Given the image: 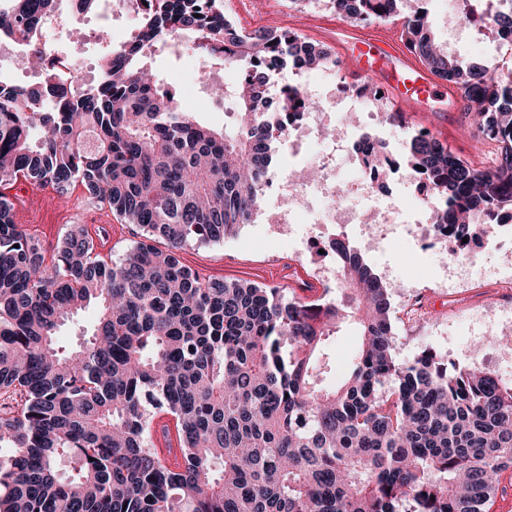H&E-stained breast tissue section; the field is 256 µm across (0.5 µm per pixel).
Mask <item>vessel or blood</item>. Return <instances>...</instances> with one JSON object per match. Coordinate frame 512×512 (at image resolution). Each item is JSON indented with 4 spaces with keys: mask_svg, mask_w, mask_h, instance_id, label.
Wrapping results in <instances>:
<instances>
[{
    "mask_svg": "<svg viewBox=\"0 0 512 512\" xmlns=\"http://www.w3.org/2000/svg\"><path fill=\"white\" fill-rule=\"evenodd\" d=\"M353 81L376 84L388 93L396 110L421 111L425 102L446 97L416 64L409 50L388 30L366 35L357 49L343 50L339 62Z\"/></svg>",
    "mask_w": 512,
    "mask_h": 512,
    "instance_id": "vessel-or-blood-1",
    "label": "vessel or blood"
}]
</instances>
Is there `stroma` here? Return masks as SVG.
Here are the masks:
<instances>
[{
	"mask_svg": "<svg viewBox=\"0 0 512 512\" xmlns=\"http://www.w3.org/2000/svg\"><path fill=\"white\" fill-rule=\"evenodd\" d=\"M279 3V8L273 11L269 0H224V10L238 28L294 29L327 45L333 54H340L341 20L329 9L326 0H279ZM424 7L435 41L450 54L463 60L480 59L493 67L512 66V45L499 43L494 34H479L461 23L449 24L448 0H425ZM99 15V8L88 10V25L80 36L59 34L51 41L53 48L73 51L83 60L91 82L100 78L101 47L92 36ZM151 64L162 79L184 84L186 94L181 102L197 121L223 131L235 130L230 102L213 101L206 87L199 83L198 73L202 70L223 73L225 85L231 86L239 75L238 69H221L217 62L195 53L186 41L158 49L152 55ZM466 124L463 113L442 100L436 102L434 111L407 113L405 126L387 123L376 128L375 133L399 161L405 157L409 134L416 131L446 141L464 159H471L477 153L493 158L495 145L465 134ZM302 163L303 154L294 146L288 143L278 146L268 173L270 186L253 223L244 225L223 243L187 245L180 252L183 262L204 277L245 279L279 288L289 295L312 297L320 285L311 275V257L299 254L293 239L272 230L278 219L275 189L289 168ZM13 192L28 199L25 226L40 239L46 253H53L59 238L73 224L87 225L96 243L116 254L137 239L134 225L120 223L82 187H73L62 197L52 188L19 182ZM478 251L479 265L461 288L451 285L448 252L443 244L421 247L408 238L398 237L380 249L364 251L365 260L391 288L399 358H411L426 345L462 365L476 363L480 356L486 355L495 359L501 377L512 379L511 360L499 357L495 348L479 349L474 345L483 329L486 306L512 308V289L502 285L505 278H512V256H506L490 239L481 241ZM358 346L355 327L344 325L328 345L333 363L320 377L323 386L340 382Z\"/></svg>",
	"mask_w": 512,
	"mask_h": 512,
	"instance_id": "35a3bbf8",
	"label": "stroma"
}]
</instances>
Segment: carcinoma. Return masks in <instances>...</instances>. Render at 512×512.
<instances>
[{"mask_svg":"<svg viewBox=\"0 0 512 512\" xmlns=\"http://www.w3.org/2000/svg\"><path fill=\"white\" fill-rule=\"evenodd\" d=\"M405 2L327 0L350 23L400 20L406 46L460 92L470 128L497 144L479 170L426 133L407 142L451 259L512 211V70L448 54ZM136 8L131 39L105 44L99 81L75 90L39 47L57 0L0 4V44L42 72L37 87L0 79V512H490L512 471V381L430 347L397 359L388 288L346 238L329 242L336 290L312 299L202 278L179 258L254 221L286 115L314 107L286 81L269 110L270 76L324 70L331 50L292 30L243 31L224 0ZM488 20L512 33V0ZM181 35L243 74L234 134L158 94L148 59ZM384 155L361 154V167L384 169ZM20 180L62 196L79 184L141 240L115 259L73 224L47 258L14 220ZM90 306L93 329L63 343L60 326ZM345 323L360 348L341 383L321 387L325 342ZM160 417L174 427L155 428Z\"/></svg>","mask_w":512,"mask_h":512,"instance_id":"1","label":"carcinoma"}]
</instances>
